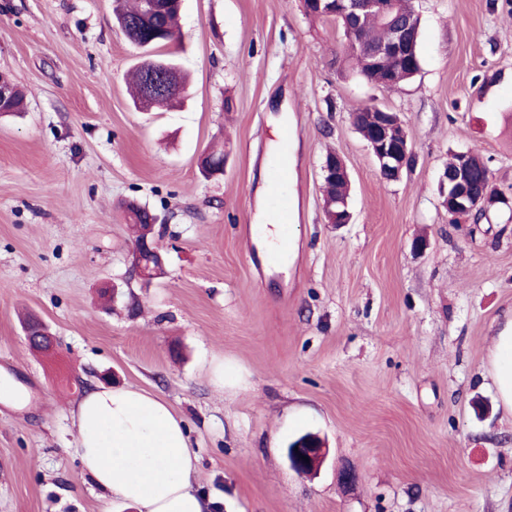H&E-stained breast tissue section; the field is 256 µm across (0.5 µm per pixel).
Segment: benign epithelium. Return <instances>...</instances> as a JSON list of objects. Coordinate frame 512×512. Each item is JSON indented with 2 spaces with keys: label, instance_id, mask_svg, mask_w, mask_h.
Masks as SVG:
<instances>
[{
  "label": "benign epithelium",
  "instance_id": "1",
  "mask_svg": "<svg viewBox=\"0 0 512 512\" xmlns=\"http://www.w3.org/2000/svg\"><path fill=\"white\" fill-rule=\"evenodd\" d=\"M308 9L318 11L334 10L337 13L356 22L368 14H375L392 24L390 39L375 47L373 56L384 63L402 60H411L414 35L408 26H399L394 23L393 0H307ZM175 89L173 72L152 65L146 76L145 94L147 97L167 95ZM404 127V124L395 112L379 109L378 119L372 129V136L367 140V147L372 153L379 172L386 174L385 180L396 181L401 178L403 171L408 168V162L413 154L411 143L407 135L397 136L395 129ZM473 152L459 153L460 161L457 168L445 170L440 178V186L444 197V204L448 211L454 213L460 210H481L496 202L491 196L492 188L485 189L482 196L476 197L470 190L471 173L469 158ZM323 173H328L340 181L351 183L350 174L344 160L335 155L324 162ZM328 223L348 224L352 220L349 201L339 202L336 208L328 209ZM154 226H149L148 234L134 243L131 251L130 264L127 277L143 285L151 283L156 271L164 268L165 253L159 240L153 235ZM309 461H304L301 456ZM326 459V448L319 436L312 438V443L305 448H298L288 457L291 469L305 475L316 471Z\"/></svg>",
  "mask_w": 512,
  "mask_h": 512
}]
</instances>
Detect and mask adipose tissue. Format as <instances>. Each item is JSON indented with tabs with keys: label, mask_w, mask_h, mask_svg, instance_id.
<instances>
[{
	"label": "adipose tissue",
	"mask_w": 512,
	"mask_h": 512,
	"mask_svg": "<svg viewBox=\"0 0 512 512\" xmlns=\"http://www.w3.org/2000/svg\"><path fill=\"white\" fill-rule=\"evenodd\" d=\"M492 378L512 412V311L494 338ZM76 453L84 476L104 496L139 512H212L215 502L195 486L200 469L182 418L138 387H100L73 413Z\"/></svg>",
	"instance_id": "ef3b65f1"
}]
</instances>
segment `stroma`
Wrapping results in <instances>:
<instances>
[{"label":"stroma","instance_id":"obj_1","mask_svg":"<svg viewBox=\"0 0 512 512\" xmlns=\"http://www.w3.org/2000/svg\"><path fill=\"white\" fill-rule=\"evenodd\" d=\"M411 4L420 69L386 89L348 71L341 29L301 0H183L164 50L184 100L142 112L114 0H0V71L25 95L0 116V377L24 394L0 401V512H135L92 491L75 451L72 410L108 374L186 421L218 512H512V413L489 362L512 310V210L454 220L438 194L450 154L472 151L512 196V0ZM364 105L405 125L398 181L351 123ZM282 116L294 249L260 273L242 228ZM331 152L352 181L340 226L323 210ZM129 201L162 219L167 269L147 288L125 281ZM24 313L53 351L29 347ZM304 432L328 448L312 476L286 457Z\"/></svg>","mask_w":512,"mask_h":512}]
</instances>
